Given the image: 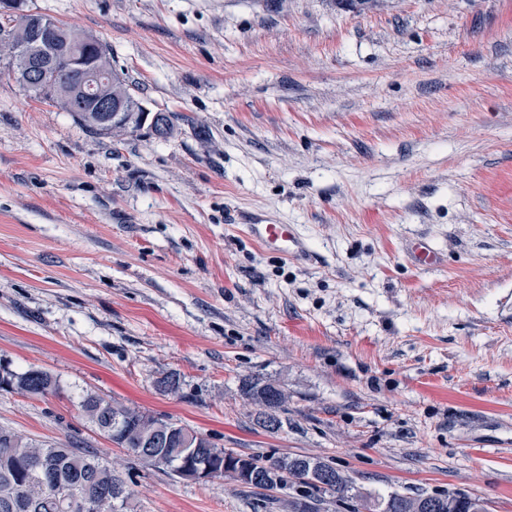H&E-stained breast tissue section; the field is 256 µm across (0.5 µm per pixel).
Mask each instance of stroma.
<instances>
[{"label":"stroma","instance_id":"35a3bbf8","mask_svg":"<svg viewBox=\"0 0 512 512\" xmlns=\"http://www.w3.org/2000/svg\"><path fill=\"white\" fill-rule=\"evenodd\" d=\"M31 9L104 40L177 119L95 135L0 64V359L63 387L0 392V425L117 463L136 512L289 494L133 464L82 392L374 496L512 512V0H0V21ZM253 224L291 225L302 254ZM246 377L287 391L279 432ZM249 230L268 250L283 257L300 252L299 239L288 224H253ZM291 247H296L297 251Z\"/></svg>","mask_w":512,"mask_h":512}]
</instances>
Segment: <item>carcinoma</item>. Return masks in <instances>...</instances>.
I'll use <instances>...</instances> for the list:
<instances>
[{
	"mask_svg": "<svg viewBox=\"0 0 512 512\" xmlns=\"http://www.w3.org/2000/svg\"><path fill=\"white\" fill-rule=\"evenodd\" d=\"M51 24L52 30L43 36V45L56 52L66 46L65 38L75 30L54 18ZM82 53L97 72H112V85L107 92L135 110L133 116H138L136 110L142 100L113 64L112 49L100 56L95 48L84 47ZM0 61L25 94L54 103L86 130L118 140L136 134L133 123L114 124L101 112L70 111L60 100L30 89L24 82L25 52L18 43L0 37ZM48 80L73 91L78 89L81 77L77 72L59 71L50 74ZM13 390L33 396L61 393L59 381L49 372L34 367L16 372L0 360V392ZM240 391L260 407L256 418L259 427L267 431L283 428L281 413L285 411L288 393L281 386L259 378H244ZM78 406L100 434L141 466L162 469L175 479L195 483L228 477L247 488L292 487L297 494L288 501L290 512H319L318 493L336 496V501L346 504L349 512H362L371 506L375 512H416V505L424 499H443L439 493L425 491L415 497L393 491L373 499L336 467L319 458L243 455L218 447L210 439L187 430L185 425L180 427L171 420L93 393L81 396ZM57 486L71 500L90 499L92 512H132V492L126 481L95 451L38 442L0 425V512H71L55 493Z\"/></svg>",
	"mask_w": 512,
	"mask_h": 512,
	"instance_id": "cac0c4a2",
	"label": "carcinoma"
}]
</instances>
